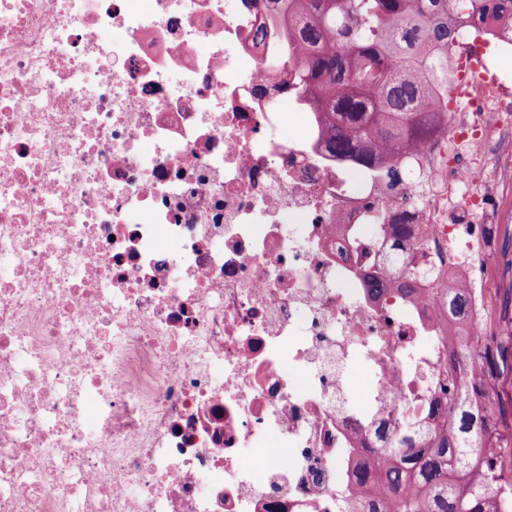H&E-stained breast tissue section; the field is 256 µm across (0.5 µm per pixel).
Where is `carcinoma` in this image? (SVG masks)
Masks as SVG:
<instances>
[{
  "label": "carcinoma",
  "mask_w": 512,
  "mask_h": 512,
  "mask_svg": "<svg viewBox=\"0 0 512 512\" xmlns=\"http://www.w3.org/2000/svg\"><path fill=\"white\" fill-rule=\"evenodd\" d=\"M281 4L285 41L307 48L300 61L283 55L272 65L289 72L302 99L324 115L327 145L336 158L356 156L375 165L371 142L395 155L442 131L447 108L433 100L448 83L450 50L461 28L503 20L498 34L512 39V0H269ZM468 311L465 287L448 290V313ZM512 363V350L486 351L485 378ZM443 425L427 446L410 440L382 448L387 462L378 480L384 503L377 512H502L487 489L492 473L479 470L482 455L497 478H511L512 452L497 447L494 429L478 427L460 405L437 407Z\"/></svg>",
  "instance_id": "carcinoma-1"
}]
</instances>
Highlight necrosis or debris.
I'll use <instances>...</instances> for the list:
<instances>
[{
  "mask_svg": "<svg viewBox=\"0 0 512 512\" xmlns=\"http://www.w3.org/2000/svg\"><path fill=\"white\" fill-rule=\"evenodd\" d=\"M268 13L0 0V512H371L434 406L493 424L512 80L484 60L392 183L328 153Z\"/></svg>",
  "mask_w": 512,
  "mask_h": 512,
  "instance_id": "necrosis-or-debris-1",
  "label": "necrosis or debris"
}]
</instances>
